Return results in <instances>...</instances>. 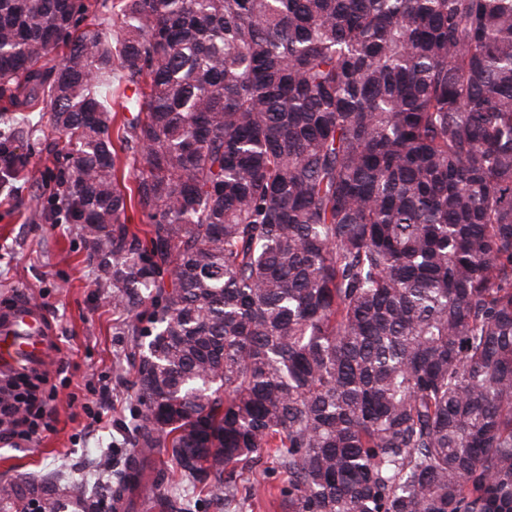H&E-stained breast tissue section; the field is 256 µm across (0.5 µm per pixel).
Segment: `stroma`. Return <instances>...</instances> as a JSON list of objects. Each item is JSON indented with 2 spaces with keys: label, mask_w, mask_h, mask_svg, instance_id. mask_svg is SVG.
I'll return each mask as SVG.
<instances>
[{
  "label": "stroma",
  "mask_w": 512,
  "mask_h": 512,
  "mask_svg": "<svg viewBox=\"0 0 512 512\" xmlns=\"http://www.w3.org/2000/svg\"><path fill=\"white\" fill-rule=\"evenodd\" d=\"M15 147L28 164L0 187V307L28 295L46 312L58 353L44 371L54 393L44 416L49 427L29 440H0V483L58 473L71 496L90 490L104 460L133 451L136 401L123 385L133 341L119 332L120 317L96 283L77 225L33 217L49 196L43 174L54 159L45 143L26 138ZM287 480L268 461L235 512H284L278 490Z\"/></svg>",
  "instance_id": "stroma-1"
}]
</instances>
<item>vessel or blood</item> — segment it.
Masks as SVG:
<instances>
[{"instance_id":"vessel-or-blood-1","label":"vessel or blood","mask_w":512,"mask_h":512,"mask_svg":"<svg viewBox=\"0 0 512 512\" xmlns=\"http://www.w3.org/2000/svg\"><path fill=\"white\" fill-rule=\"evenodd\" d=\"M55 354L51 322L38 305L19 298L0 310V373L44 369Z\"/></svg>"}]
</instances>
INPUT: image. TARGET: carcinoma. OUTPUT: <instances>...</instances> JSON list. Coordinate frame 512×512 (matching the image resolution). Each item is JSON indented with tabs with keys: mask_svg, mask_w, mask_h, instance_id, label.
I'll return each mask as SVG.
<instances>
[{
	"mask_svg": "<svg viewBox=\"0 0 512 512\" xmlns=\"http://www.w3.org/2000/svg\"><path fill=\"white\" fill-rule=\"evenodd\" d=\"M22 95L65 137L41 217L137 348L135 452L80 512L157 448L228 509L274 458L285 512H512V0H0Z\"/></svg>",
	"mask_w": 512,
	"mask_h": 512,
	"instance_id": "carcinoma-1",
	"label": "carcinoma"
}]
</instances>
